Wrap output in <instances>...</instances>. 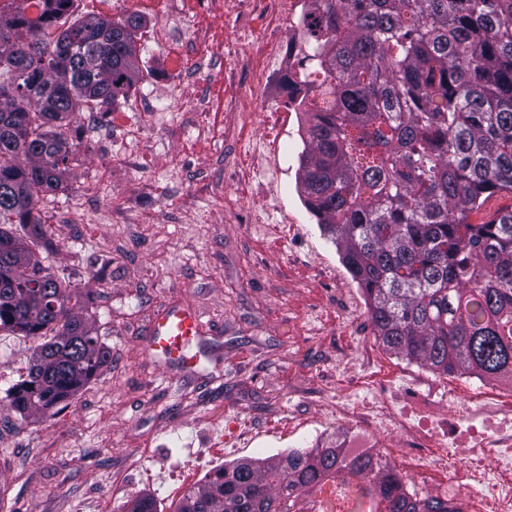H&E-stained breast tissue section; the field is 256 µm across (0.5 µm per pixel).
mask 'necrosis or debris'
I'll use <instances>...</instances> for the list:
<instances>
[{
  "instance_id": "1",
  "label": "necrosis or debris",
  "mask_w": 512,
  "mask_h": 512,
  "mask_svg": "<svg viewBox=\"0 0 512 512\" xmlns=\"http://www.w3.org/2000/svg\"><path fill=\"white\" fill-rule=\"evenodd\" d=\"M203 6L216 19L232 16L245 26L261 20L265 37L252 53L227 43L201 57L192 75L176 80L175 104L192 103L198 116H206L210 103L205 81L218 75L229 82L248 79L240 95L227 101L226 110L257 106L275 79V67L288 65L279 33L299 30L302 0H203ZM405 378L420 387L417 401L408 402L398 390L387 391L378 400L366 397L357 411L338 410L336 427L360 436L398 434L404 463L415 472L438 465L431 450L446 444L469 476L464 487L449 486L450 512H490V503L495 506L491 512H512V482L496 479L497 474L512 473V400L464 399L423 371H408Z\"/></svg>"
}]
</instances>
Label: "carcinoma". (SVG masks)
<instances>
[{"label":"carcinoma","mask_w":512,"mask_h":512,"mask_svg":"<svg viewBox=\"0 0 512 512\" xmlns=\"http://www.w3.org/2000/svg\"><path fill=\"white\" fill-rule=\"evenodd\" d=\"M0 15V331L41 337L10 394L46 415L112 360L73 314L80 296L36 256L38 193L57 189L81 113L110 112L142 80V17L74 15L75 0H27ZM288 102L304 108L297 184L366 297L385 350L445 375L512 378V0H306ZM9 224L6 230L2 225ZM349 471L384 512H448L418 498L374 453L342 444L245 458L212 470L174 512H307ZM126 512H158L140 497Z\"/></svg>","instance_id":"carcinoma-1"}]
</instances>
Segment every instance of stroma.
<instances>
[{"label": "stroma", "instance_id": "obj_1", "mask_svg": "<svg viewBox=\"0 0 512 512\" xmlns=\"http://www.w3.org/2000/svg\"><path fill=\"white\" fill-rule=\"evenodd\" d=\"M89 11L134 12L149 23L161 5L81 0L75 8ZM137 49L145 78L114 112L84 113L86 149L63 188L41 193L38 205L47 230L40 257L78 289L77 312L112 361L53 414L23 417L9 397L20 381L13 366L29 364L37 342L0 332V484L11 488L10 512H125L140 496L172 512L214 468L216 450L231 462L316 447L326 436L310 425L289 431V421L348 402L357 381L405 385L407 359L382 349L373 366L358 361L368 339L338 302L358 285L297 194L299 128L281 139L280 168L269 173L257 156L262 107L225 111L236 89L210 80L216 136L201 139L186 113L166 108L162 68L178 45L159 54L142 38ZM146 96L158 109L151 119L137 106ZM136 121L145 144L130 164L124 133ZM258 203L270 210L267 223L249 221ZM76 207L96 213V223H68ZM125 211L139 223L120 220ZM172 308L202 324L183 363L144 345Z\"/></svg>", "mask_w": 512, "mask_h": 512}]
</instances>
